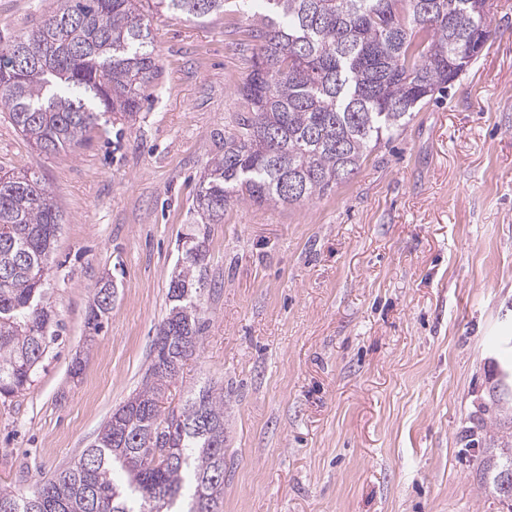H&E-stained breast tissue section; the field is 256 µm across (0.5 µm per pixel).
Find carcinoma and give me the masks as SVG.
Masks as SVG:
<instances>
[{
  "label": "carcinoma",
  "instance_id": "carcinoma-1",
  "mask_svg": "<svg viewBox=\"0 0 512 512\" xmlns=\"http://www.w3.org/2000/svg\"><path fill=\"white\" fill-rule=\"evenodd\" d=\"M482 0H264L254 64L238 95L247 116L224 139L195 197L204 224L234 202L293 205L360 172L368 155L403 131L416 110L471 61L454 51L490 37ZM224 0H61L0 44V105L46 153L80 145L99 118L131 121L158 72L149 16L203 19ZM62 214L33 174L0 170V397L29 389L55 314L49 270ZM205 256L172 275L170 307L142 387L112 411L94 441L28 491L0 489V512H173L191 485L188 512H212L224 494V392L203 386L162 410L172 371L197 350ZM112 281L92 289L87 325L112 309ZM512 425V369L489 394ZM476 478L499 493L512 483V433L482 436Z\"/></svg>",
  "mask_w": 512,
  "mask_h": 512
}]
</instances>
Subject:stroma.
<instances>
[{"label":"stroma","instance_id":"1","mask_svg":"<svg viewBox=\"0 0 512 512\" xmlns=\"http://www.w3.org/2000/svg\"><path fill=\"white\" fill-rule=\"evenodd\" d=\"M54 0H0V37ZM261 0L202 22L154 16L159 72L134 121L100 118L45 154L0 106V169L38 176L63 222L50 271L57 339L27 391L0 399V489L79 456L139 389L189 237H205L208 326L163 409L224 391L219 512H512L479 487L464 430L512 336V0L445 98L351 181L286 206L193 210L244 109ZM112 277L98 332L86 309ZM81 359L83 370L72 375Z\"/></svg>","mask_w":512,"mask_h":512}]
</instances>
